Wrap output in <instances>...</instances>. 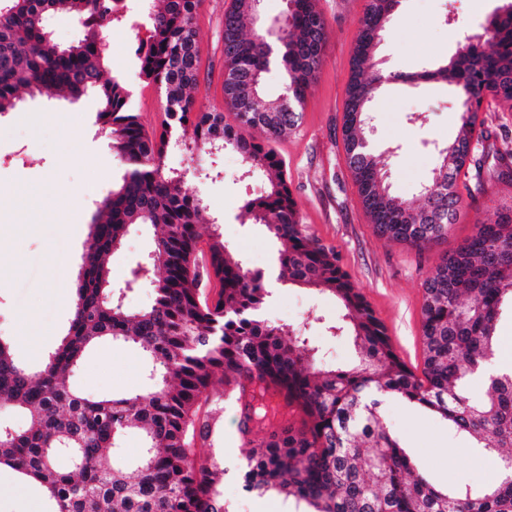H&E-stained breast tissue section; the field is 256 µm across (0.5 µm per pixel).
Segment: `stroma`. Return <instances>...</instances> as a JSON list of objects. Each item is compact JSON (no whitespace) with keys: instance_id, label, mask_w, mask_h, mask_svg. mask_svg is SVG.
Here are the masks:
<instances>
[{"instance_id":"obj_1","label":"stroma","mask_w":512,"mask_h":512,"mask_svg":"<svg viewBox=\"0 0 512 512\" xmlns=\"http://www.w3.org/2000/svg\"><path fill=\"white\" fill-rule=\"evenodd\" d=\"M232 0H203L195 27L199 48L198 102L224 105V14ZM503 0H400L377 48L379 71L387 80L372 105L370 139L387 171L393 192L414 198L438 164V146L456 138L460 118L453 91L441 83L412 87L400 75L426 70L446 60L475 35ZM368 0H317L327 39L323 64L310 84L299 126L274 141L284 159L304 230L333 247L352 281L387 328L396 352L413 370H421L422 283L446 251L471 236L477 224L512 211V160L484 191L469 194L458 184L463 209L446 242L425 251L379 238L369 221L358 187L346 164L343 140L346 88L360 20ZM147 35L140 0H128L124 19L107 35L109 71L131 87L146 128L162 120L161 97L146 85L136 67L135 48ZM97 103L88 96L72 103L63 96H23L0 114V268L9 275L0 288V337L15 359L30 370L57 346L68 328L80 255L99 201L120 181L123 164L114 159L96 121ZM107 158L108 173L93 172L90 161ZM167 167L186 171V188L205 202L201 233H220L225 246L250 268L278 272L277 248L259 224L243 222L242 206L261 190V182L243 177L240 155L231 149L213 154L170 151ZM86 190L82 214L64 210L56 192ZM154 248L151 227L134 224L112 259L116 284L123 285ZM339 308L333 298L313 289L274 282L265 318L300 324L317 346L339 364L356 360L352 343L328 338L327 323ZM36 318L26 328L24 315ZM148 361L134 346L103 341L91 348L75 373V383L90 395L142 391ZM386 423L404 443L431 482L440 488L479 487L494 473L489 458L468 440L449 434L445 422L430 413H407L400 399L383 407ZM239 405L224 403L202 458L224 470L221 489L231 512H293L281 496L246 493L238 475L249 451L237 432Z\"/></svg>"}]
</instances>
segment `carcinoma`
<instances>
[{"instance_id": "obj_1", "label": "carcinoma", "mask_w": 512, "mask_h": 512, "mask_svg": "<svg viewBox=\"0 0 512 512\" xmlns=\"http://www.w3.org/2000/svg\"><path fill=\"white\" fill-rule=\"evenodd\" d=\"M149 35L135 51L144 82L161 92L164 119L149 131L119 75L105 76L101 40L124 18L115 0H4L0 5V113L17 93H92L97 122L123 162L122 182L102 200L81 256L72 318L44 365L31 371L0 338V407L25 418L0 423V465L31 480L53 512H229L214 463L197 452L224 392L241 402L238 432L245 443L261 429L266 409L250 385L269 381L304 414L302 427L273 433L246 458L243 487L274 490L313 512H512V369L488 371L498 358L499 322L512 310V214L477 224L448 251L423 283L424 360L416 374L396 353L365 296L335 249L306 233L286 177L269 146L296 128L298 106L323 63L325 22L316 0H287L272 30L250 0H232L224 14V108L196 110L199 53L194 20L203 0H144ZM400 0H369L351 61L343 136L346 163L375 234L418 250L447 241L463 200L459 178L475 190L496 171L481 160L512 158V141H490L483 103L512 112V2L488 19L475 40L433 71L402 75L405 82L451 87L460 105L459 135L439 149L442 161L418 202L389 191L369 137V103L387 81L373 67V47ZM67 12L82 26L77 44L59 46L47 16ZM277 69L293 111L263 91ZM265 134L260 143L245 135ZM236 150L244 173L258 172L264 189L245 211L280 245L279 279L314 288L340 303L327 326L349 337L360 367L330 363L311 338L291 324L261 317L269 297L266 275L246 267L217 234L201 246L202 199L185 189L186 174L168 170L173 148L190 153ZM156 230L144 279L154 303L129 310L114 292L109 259L128 226ZM111 339L132 344L155 361L142 393L89 397L74 375L87 350ZM484 378L476 393L471 381ZM396 396L438 414L448 430L466 436L495 460V476L479 489L441 490L416 473L411 455L385 423L380 397ZM132 431L145 447L131 466L118 456ZM76 460L61 469L56 458Z\"/></svg>"}]
</instances>
